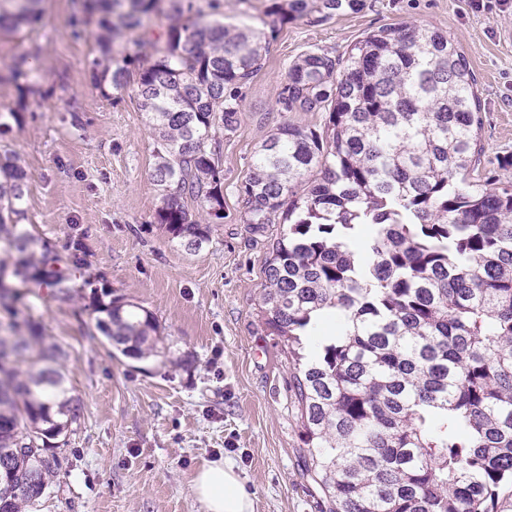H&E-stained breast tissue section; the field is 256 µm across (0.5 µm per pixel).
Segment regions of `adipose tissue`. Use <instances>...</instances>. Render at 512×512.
Segmentation results:
<instances>
[{
	"instance_id": "obj_1",
	"label": "adipose tissue",
	"mask_w": 512,
	"mask_h": 512,
	"mask_svg": "<svg viewBox=\"0 0 512 512\" xmlns=\"http://www.w3.org/2000/svg\"><path fill=\"white\" fill-rule=\"evenodd\" d=\"M193 491L204 512H252L250 495L233 467L216 461L195 476Z\"/></svg>"
}]
</instances>
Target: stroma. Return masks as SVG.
<instances>
[{
    "instance_id": "35a3bbf8",
    "label": "stroma",
    "mask_w": 512,
    "mask_h": 512,
    "mask_svg": "<svg viewBox=\"0 0 512 512\" xmlns=\"http://www.w3.org/2000/svg\"><path fill=\"white\" fill-rule=\"evenodd\" d=\"M365 0L360 12L319 24L273 27L270 0H219L206 20L266 33L262 69L239 86L238 120L221 130L224 218L195 252L172 241L156 216L154 139L135 86L102 91L95 26L77 29L84 0H42L37 24L0 32V151H17L26 174L28 228L51 249L85 245L88 272L113 295L155 317L170 358L113 355L96 328L83 277L73 298L31 284L14 303L33 328L68 353L64 373L84 416L62 453L68 462L35 512H203L192 485L207 463L231 464L253 512H325L305 474L292 370L259 312L276 224L255 234L242 188L264 139L288 121L323 127L322 112L280 110L288 66L301 54L337 55L365 33L411 23L434 27L465 52L478 81L482 163L512 154V4L483 0ZM26 57L29 77L10 69ZM192 354L187 368L174 358Z\"/></svg>"
}]
</instances>
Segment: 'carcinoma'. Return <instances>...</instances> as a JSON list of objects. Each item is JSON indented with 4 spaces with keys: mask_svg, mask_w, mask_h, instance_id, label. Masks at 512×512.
<instances>
[{
    "mask_svg": "<svg viewBox=\"0 0 512 512\" xmlns=\"http://www.w3.org/2000/svg\"><path fill=\"white\" fill-rule=\"evenodd\" d=\"M36 0H0L4 21L39 20ZM104 60L158 0H93ZM166 40L138 69L141 107L154 132L151 179L158 224L189 251L223 219L224 178L215 125L233 129L232 88L261 68L267 41L250 29L201 23L197 0H168ZM363 0H271L284 25L358 12ZM129 61L105 66L98 84L129 85ZM285 112H326L323 130L287 121L259 146L243 193L253 231L280 221L260 294L261 320L288 351L302 440L328 512H494L512 486V185L480 171L477 78L465 53L436 29L401 23L366 34L348 51L300 55L288 66ZM24 169L0 154V276L20 285L51 269L62 301L67 271L85 264L38 244L20 224ZM206 208L208 223L181 200ZM96 327L123 356L159 354L158 326L143 306L97 303ZM340 316L319 350L304 354L320 313ZM0 332V512H30L63 468L53 440L80 424L68 395L66 352ZM37 370L18 367L30 342ZM51 391V405L42 396ZM48 460L37 489L32 462Z\"/></svg>",
    "mask_w": 512,
    "mask_h": 512,
    "instance_id": "carcinoma-1",
    "label": "carcinoma"
}]
</instances>
